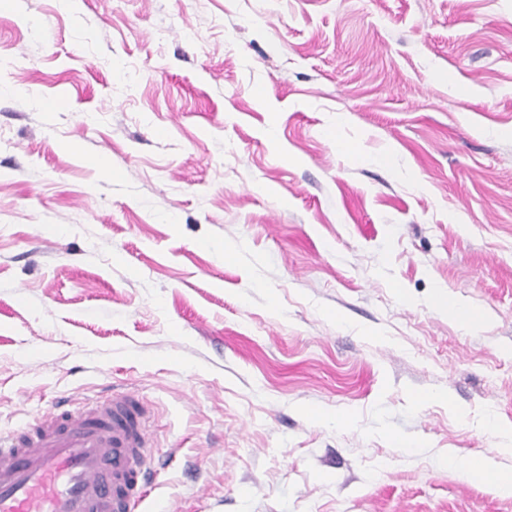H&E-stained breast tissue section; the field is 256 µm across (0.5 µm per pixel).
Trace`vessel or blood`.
Returning a JSON list of instances; mask_svg holds the SVG:
<instances>
[{"label":"vessel or blood","mask_w":512,"mask_h":512,"mask_svg":"<svg viewBox=\"0 0 512 512\" xmlns=\"http://www.w3.org/2000/svg\"><path fill=\"white\" fill-rule=\"evenodd\" d=\"M150 411L132 393L65 402L0 435V512H140L154 479Z\"/></svg>","instance_id":"vessel-or-blood-1"}]
</instances>
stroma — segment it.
I'll use <instances>...</instances> for the list:
<instances>
[{
	"instance_id": "1",
	"label": "stroma",
	"mask_w": 512,
	"mask_h": 512,
	"mask_svg": "<svg viewBox=\"0 0 512 512\" xmlns=\"http://www.w3.org/2000/svg\"><path fill=\"white\" fill-rule=\"evenodd\" d=\"M114 385L171 512H512V0H0V429ZM439 464L455 473L465 476L469 481H491L495 490L503 496L512 495V473L494 472L490 469L484 456L470 454L460 457L454 452H448L439 457Z\"/></svg>"
}]
</instances>
